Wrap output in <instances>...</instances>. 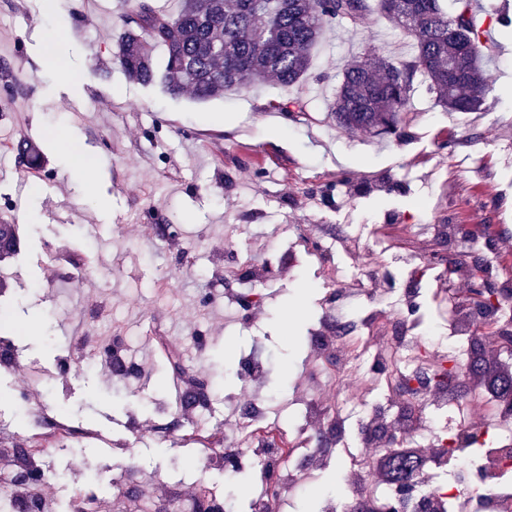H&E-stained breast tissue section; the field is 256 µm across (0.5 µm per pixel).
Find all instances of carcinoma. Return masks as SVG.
Returning a JSON list of instances; mask_svg holds the SVG:
<instances>
[{"mask_svg":"<svg viewBox=\"0 0 512 512\" xmlns=\"http://www.w3.org/2000/svg\"><path fill=\"white\" fill-rule=\"evenodd\" d=\"M174 13L151 0H126L117 36L118 61L142 85L161 84L174 97L190 94L205 102L246 84L274 81L288 87L308 75L311 50L333 21L359 27L373 9L393 19L412 37L411 51L389 59L371 50L343 72L329 112L341 129L402 135L405 111L421 74L437 104L450 112L483 110L488 91L486 64L492 50L473 8L474 0H178ZM162 48L164 66L154 61ZM26 168H40L43 157L28 144L19 146ZM17 249L13 224H0V257ZM473 374L489 382L492 396L512 397V373L480 364ZM389 481L404 485L413 456L400 447L386 455Z\"/></svg>","mask_w":512,"mask_h":512,"instance_id":"carcinoma-1","label":"carcinoma"}]
</instances>
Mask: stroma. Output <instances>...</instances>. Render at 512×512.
Returning <instances> with one entry per match:
<instances>
[{
	"label": "stroma",
	"mask_w": 512,
	"mask_h": 512,
	"mask_svg": "<svg viewBox=\"0 0 512 512\" xmlns=\"http://www.w3.org/2000/svg\"><path fill=\"white\" fill-rule=\"evenodd\" d=\"M63 2L45 14L40 0H0V224L20 229L15 255L0 262V308L16 322L0 326V340L20 358L0 367V437H23L30 419L55 413L90 431L42 460L35 490L52 512L84 485L99 512H117L132 466L169 512H189L208 485L245 512L254 476L225 484L223 465L201 464L195 431L223 447L225 418L261 391L272 396L271 416L293 429L311 396L346 416L349 439L327 468L288 483L282 512H314L344 492L340 474L365 453L356 439L363 408L392 398L380 349L345 371L314 357L324 314L373 311L423 330L445 323L453 284L434 260L448 245L431 241V223L486 222L512 234V40L501 35L502 0H481L479 18L498 43L485 111H446L421 81L399 139L327 117L347 64L373 46L391 58L409 51L410 38L380 12L355 30L327 29L298 85L252 84L199 102L127 77L115 43L122 0ZM59 26L63 60L84 73L75 85L39 64L35 32ZM291 99L302 111L279 110ZM60 127L71 152L90 161L89 179L58 149ZM20 143L40 149L41 169L25 168ZM336 224L352 226L356 251L327 240ZM57 249L62 259L47 263ZM244 255L251 267L225 284V267ZM368 270L377 297L340 291ZM33 317L36 333L17 332ZM113 336L142 366L135 379L94 369L98 342ZM253 355L267 373L260 390L238 377L240 359ZM174 359L212 385L207 414L186 405ZM170 414L183 434L157 438ZM80 459L91 470L77 468Z\"/></svg>",
	"instance_id": "1"
}]
</instances>
